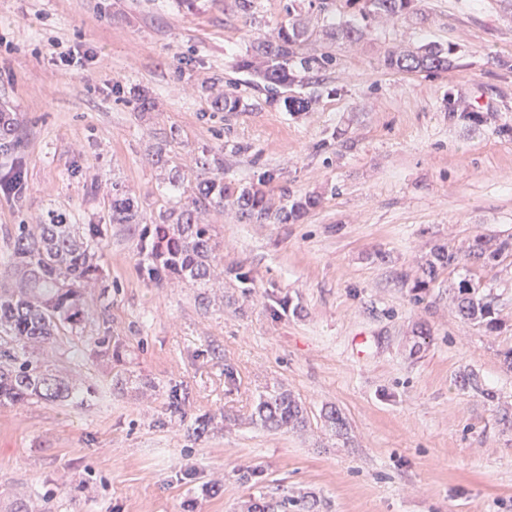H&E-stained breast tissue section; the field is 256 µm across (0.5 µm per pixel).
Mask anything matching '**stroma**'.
Masks as SVG:
<instances>
[{
    "label": "stroma",
    "instance_id": "stroma-1",
    "mask_svg": "<svg viewBox=\"0 0 512 512\" xmlns=\"http://www.w3.org/2000/svg\"><path fill=\"white\" fill-rule=\"evenodd\" d=\"M252 2L245 17L235 0H0V108L18 123L0 170L24 172L19 195L0 194V256L51 207L107 223L116 184L153 223L191 200L204 154L238 188L275 172L273 210L318 201L285 224L203 212L220 291L143 280L139 225H113L89 322L45 347L84 398L0 407V512H248L259 498L512 512V253L419 285L437 249L512 239V0H416L398 18L357 0ZM292 21L298 56L329 59L294 68L288 94L311 101L298 113L238 67ZM345 23L358 41L331 37ZM430 44L449 49L447 70L385 63ZM225 92L243 109L218 111ZM142 95L155 110L138 111ZM467 281L496 327L459 314ZM469 373L477 387L460 385ZM276 389L305 429L252 423ZM205 414L220 423L193 435ZM250 468L254 486L238 480Z\"/></svg>",
    "mask_w": 512,
    "mask_h": 512
}]
</instances>
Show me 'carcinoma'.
<instances>
[{"mask_svg":"<svg viewBox=\"0 0 512 512\" xmlns=\"http://www.w3.org/2000/svg\"><path fill=\"white\" fill-rule=\"evenodd\" d=\"M370 12L398 16L409 12L415 0H368ZM303 36L296 25H281L256 48L263 59L260 78L266 83L269 101H282L289 112L308 109V102L294 96H281L292 82L290 62L295 46ZM387 65L398 70H443L448 55L439 47L422 54L392 53ZM198 193L190 205L158 215V223L141 229L140 273L150 281L166 278L190 280L207 285L214 273L217 245L209 225L197 222L196 212L232 204L243 214L269 218L270 208L260 188L237 190L224 182V173L211 170L203 155L196 160ZM316 205L308 198L287 209L275 219L286 224ZM110 224H133L138 214L126 190L115 184L108 206ZM109 230V224H72L66 212L50 210L39 224H18L5 273L20 276L19 286L0 293V406L37 401L64 402L79 397L78 379L53 372L43 356V347L62 331L78 332L89 316L88 289L102 281V268L96 251ZM476 287L465 289L461 311L470 320L493 323L491 302L475 295ZM256 420L265 427H299L305 424L302 406L285 391H275L260 399Z\"/></svg>","mask_w":512,"mask_h":512,"instance_id":"obj_1","label":"carcinoma"}]
</instances>
